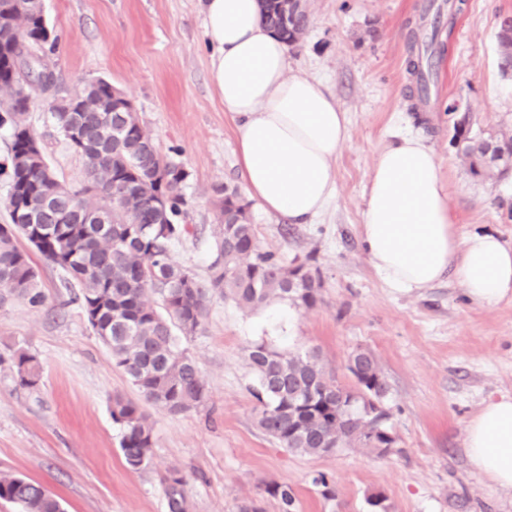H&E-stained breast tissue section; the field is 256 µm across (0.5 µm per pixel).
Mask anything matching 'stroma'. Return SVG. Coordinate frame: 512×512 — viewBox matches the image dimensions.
I'll return each instance as SVG.
<instances>
[{
    "instance_id": "1",
    "label": "stroma",
    "mask_w": 512,
    "mask_h": 512,
    "mask_svg": "<svg viewBox=\"0 0 512 512\" xmlns=\"http://www.w3.org/2000/svg\"><path fill=\"white\" fill-rule=\"evenodd\" d=\"M310 25L288 51V72L322 82L347 112L350 139L334 166L336 196L306 224L250 207L258 243L283 262L308 263L323 288L318 303H277L241 310L214 296L187 348L210 400L172 415L147 406L152 458L131 470L120 450L111 397L138 393L89 327L59 268L39 253L44 300L0 307V474L40 482L67 512H167L160 477L188 480V512H238L252 501L280 512L266 486L288 484L295 512H371L384 493L389 512H512V493L471 468L465 427L483 403L512 397V299L486 308L466 297L453 276L403 293L389 288L362 246L365 189L379 153L411 132L435 152L460 235L497 232L512 243V170L473 176L457 154L460 118L474 134L512 135V76L497 65L499 20L512 0H306ZM59 37L52 57L66 91L103 78L133 103L161 150L181 149L190 178L194 235L175 260L205 275L218 222L213 188H243L236 128L224 114L210 69L211 47L200 0H43ZM435 34L427 102L407 70L411 34ZM456 100L462 112L448 109ZM49 105L33 98L28 122L50 164L70 185L84 160L63 143ZM317 350L326 372L350 386L349 354L371 352L390 386L385 408L397 440L392 453L347 448L312 457L292 454L255 423L249 347ZM33 354L38 390L20 389L11 356ZM333 482L325 498L312 482Z\"/></svg>"
}]
</instances>
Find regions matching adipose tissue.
Wrapping results in <instances>:
<instances>
[{
  "instance_id": "ef3b65f1",
  "label": "adipose tissue",
  "mask_w": 512,
  "mask_h": 512,
  "mask_svg": "<svg viewBox=\"0 0 512 512\" xmlns=\"http://www.w3.org/2000/svg\"><path fill=\"white\" fill-rule=\"evenodd\" d=\"M214 86L237 122L249 195L300 223L335 196L333 167L349 121L325 86L288 73V47L262 20L259 0H201ZM362 241L385 282L414 292L454 278L473 302L512 298V244L493 232L459 236L433 149L401 133L377 157L365 193ZM470 466L512 492V398L484 403L465 428Z\"/></svg>"
}]
</instances>
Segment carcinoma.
I'll list each match as a JSON object with an SVG mask.
<instances>
[{
	"mask_svg": "<svg viewBox=\"0 0 512 512\" xmlns=\"http://www.w3.org/2000/svg\"><path fill=\"white\" fill-rule=\"evenodd\" d=\"M262 18L288 46L298 43L309 25L299 18L282 24L274 0H265ZM49 25L39 0H0V53L20 56L25 49L55 53L58 38L45 40ZM430 44L408 62L425 102L432 74ZM498 67L512 71V41L498 40ZM0 125L11 127L7 164L6 204L11 223L0 224V307L21 300L43 302L39 273L24 239L58 267L67 283L79 288L88 324L112 355L131 385L148 403L171 414L196 410L209 400L201 370L181 340L200 331L209 304L219 294L241 309L287 302L311 308L322 282L305 262L288 265L260 248L254 225L239 193L224 185L214 188L220 224L214 259L204 280L173 257V244L193 233L187 223L189 172L178 159L179 149L160 152L142 127L135 110L118 108L114 86L90 80L68 96L51 102L56 130L67 146L84 157L83 184L74 188L60 179L27 124L28 94L13 64L0 66ZM481 146L463 150L470 172L486 173L478 157ZM365 373H352L355 385L345 387L326 374L312 351H281L262 340L248 349L257 401V426L292 454L322 456L339 447L368 448L388 454L396 439L383 407L390 388L373 355L357 349ZM17 385L38 388L36 357L23 349L12 356ZM112 420L121 428L120 450L127 466L139 470L150 462L153 426L140 404L122 394L112 396ZM19 476L0 475V499L17 503L22 512H64L44 485ZM160 482L168 512H188L186 479L172 469ZM266 492L279 500L281 512H294L295 497L286 484Z\"/></svg>",
	"mask_w": 512,
	"mask_h": 512,
	"instance_id": "obj_1",
	"label": "carcinoma"
}]
</instances>
